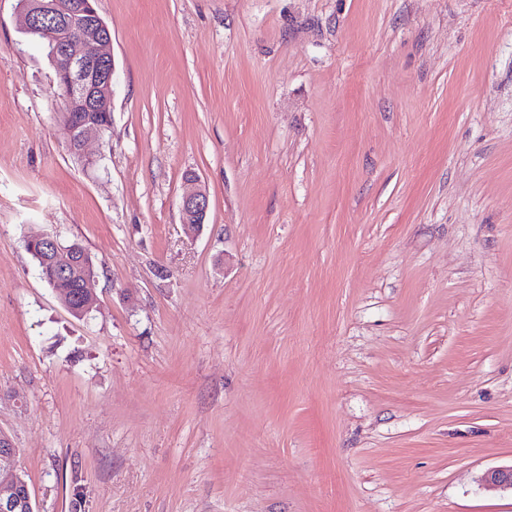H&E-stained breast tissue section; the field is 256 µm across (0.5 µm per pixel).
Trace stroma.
Returning a JSON list of instances; mask_svg holds the SVG:
<instances>
[{"label":"stroma","instance_id":"obj_1","mask_svg":"<svg viewBox=\"0 0 512 512\" xmlns=\"http://www.w3.org/2000/svg\"><path fill=\"white\" fill-rule=\"evenodd\" d=\"M97 8L83 163L0 0V431L36 512H512L479 484L512 463V0ZM47 233L92 257L86 318ZM185 190L182 196L180 215L186 229L199 231L206 223L210 208L209 196L200 184L199 176L192 171L184 175ZM26 245L31 246L33 249H35L29 250V252L37 262L38 267L40 268V271L43 275V278H45L46 281L48 282V279L55 277L57 275L58 267L60 265L44 266V262H41V260L38 257L40 250L35 247L38 246L39 248H43L42 252L50 255L51 257H53V260H55L57 259V257H59L61 253L66 252V248H64L65 245L62 246V244L59 242L58 236L46 234L33 237L27 241Z\"/></svg>","mask_w":512,"mask_h":512}]
</instances>
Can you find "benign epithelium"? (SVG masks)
Wrapping results in <instances>:
<instances>
[{"instance_id":"benign-epithelium-1","label":"benign epithelium","mask_w":512,"mask_h":512,"mask_svg":"<svg viewBox=\"0 0 512 512\" xmlns=\"http://www.w3.org/2000/svg\"><path fill=\"white\" fill-rule=\"evenodd\" d=\"M95 0H55L52 6H19V26L26 35L42 34L45 51L54 68L66 112L63 131L72 154L84 155L86 143L101 137L110 125L99 113L112 111V82L115 62L110 51L111 31L98 14ZM185 190L180 215L186 229L198 231L206 223L209 196L199 176L184 175ZM53 258L66 251L56 235H41L27 241ZM94 272L85 270L79 299L83 313L96 307L98 299L89 288ZM0 457L7 465L0 470V512H14L21 498L32 500L26 480L20 472L17 451L11 439L0 433ZM485 485L512 490V466L489 471Z\"/></svg>"}]
</instances>
